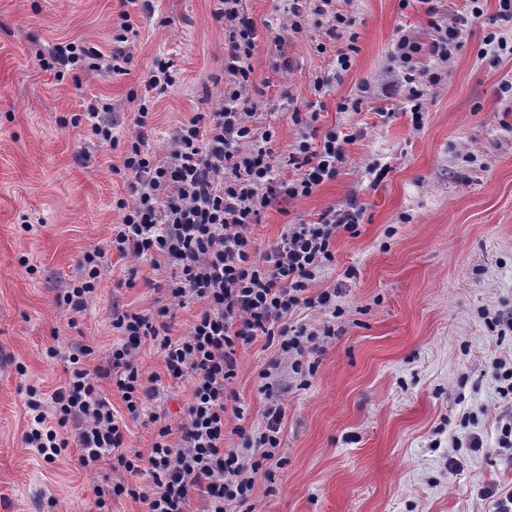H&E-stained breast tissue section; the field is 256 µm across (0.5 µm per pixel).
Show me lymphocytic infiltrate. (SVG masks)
Instances as JSON below:
<instances>
[{
	"label": "lymphocytic infiltrate",
	"instance_id": "1",
	"mask_svg": "<svg viewBox=\"0 0 512 512\" xmlns=\"http://www.w3.org/2000/svg\"><path fill=\"white\" fill-rule=\"evenodd\" d=\"M216 13L224 25V98L212 111L198 112L176 133L168 157L155 160L146 149L149 100L137 108V135L123 157L132 173L126 197L115 207L121 222L111 244L120 256H134L166 266L173 274L168 288L170 304L201 303L202 309L185 336L172 338L165 319L169 306L148 315L115 307L112 328L118 335L107 355L113 385L120 391L127 414L114 413L103 397L84 359L90 349L71 354L65 386L43 395L29 389L30 422L23 433L27 447L46 463L78 447L84 470L108 465L111 472L137 476L136 484L115 482L96 486L93 512H112L114 499L126 496L139 502L142 512H233L249 502L259 475L270 474L277 457L283 409L270 401L258 432L235 427L242 451L224 446L227 415L242 417L230 384L237 375L238 348L263 337L276 341L281 358L298 376L313 373L321 350L319 336H334L291 323L300 308H319L338 318L336 292H313L316 274L334 255L331 244L340 232H355L361 218L358 207L327 210L316 222L289 224L279 239L258 251L249 236L265 209L277 198L296 199L335 179L349 160L354 135L331 128L318 132L316 113L293 112L303 134L294 151L282 156L274 148V133L252 124L248 93L253 83L250 58L256 25L241 0H220ZM468 13L457 16L429 45L400 36V65L414 70L422 53L447 60L453 45L471 20L481 17L479 0H470ZM333 0H292L285 24L299 29L309 16L328 18L330 37L342 38L350 17L333 12ZM56 78L68 69L125 74L129 58L112 57L76 41L54 44L47 52ZM293 169L297 178L283 177ZM99 250L85 251L80 275L57 296L59 305L82 311L101 280ZM153 340L164 356L170 377L188 380L191 400L178 429L149 412L158 400V376L144 375L135 356L144 340ZM149 413L158 429L148 454L130 453L125 446L126 417Z\"/></svg>",
	"mask_w": 512,
	"mask_h": 512
}]
</instances>
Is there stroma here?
Here are the masks:
<instances>
[{"label":"stroma","mask_w":512,"mask_h":512,"mask_svg":"<svg viewBox=\"0 0 512 512\" xmlns=\"http://www.w3.org/2000/svg\"><path fill=\"white\" fill-rule=\"evenodd\" d=\"M482 4L449 60L419 57L418 68L439 70L442 81L426 89L416 124L397 40L405 32L430 42L434 24L468 10L467 0H438L433 16L420 0H335L356 35L351 65L337 74V44L314 20L284 32L285 0H243L258 32L249 89L255 127L275 131L282 155L300 137L298 110L318 112V131L356 135L336 179L310 196L277 199L252 225L258 248L285 225L317 221L350 202L363 216L356 233L337 235L334 260L313 284L337 290L343 316L308 308L292 316L311 330L336 329L307 386L276 365L266 338L237 354L232 387L244 416L227 424L258 429L277 399L284 464L257 481L250 507L235 512H493L481 487H512V450L497 442L504 404L493 377L496 361L512 362V331L491 324L512 313V95L500 90L512 83V55L484 42L493 30L512 41V27L493 28L497 0ZM217 7V0H0V512H88L103 482L102 473L78 465L76 450L48 465L24 445L27 393L64 386L69 354L89 346L87 369L115 413L126 412L106 374L117 340L112 308L168 305L167 269L109 246L120 222L115 202L130 180L120 167L135 132L134 100L157 60L173 63L175 83L156 97L145 127L160 159L183 123L218 105ZM125 11L137 34L121 44L112 35ZM71 39L129 54L127 74L56 79L39 55ZM327 75L331 86L317 92L316 79ZM97 97L114 107L112 148L86 124L71 123ZM381 167L388 173L374 182ZM25 222L32 231L22 230ZM94 247L104 268L95 296L78 313L59 307L57 293ZM137 361L161 378L153 411L178 427L189 383L170 378L152 344ZM266 369L267 383L259 377ZM475 434L483 440L476 452L467 446Z\"/></svg>","instance_id":"obj_1"}]
</instances>
